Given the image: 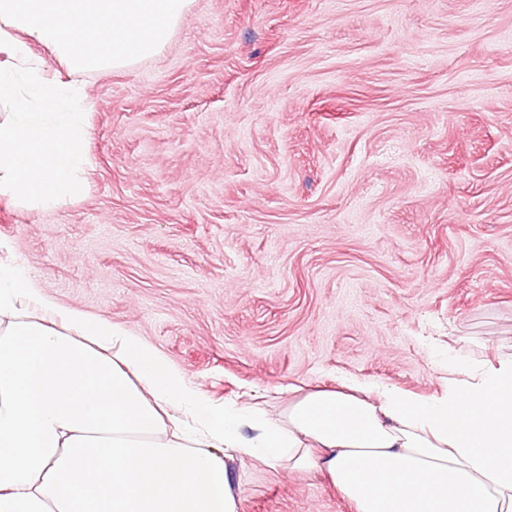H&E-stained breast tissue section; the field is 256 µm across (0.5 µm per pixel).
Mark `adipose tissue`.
<instances>
[{
    "mask_svg": "<svg viewBox=\"0 0 512 512\" xmlns=\"http://www.w3.org/2000/svg\"><path fill=\"white\" fill-rule=\"evenodd\" d=\"M0 261V512H237L228 461L314 469L354 512H512V358L440 392L350 381L214 408L111 324Z\"/></svg>",
    "mask_w": 512,
    "mask_h": 512,
    "instance_id": "obj_1",
    "label": "adipose tissue"
}]
</instances>
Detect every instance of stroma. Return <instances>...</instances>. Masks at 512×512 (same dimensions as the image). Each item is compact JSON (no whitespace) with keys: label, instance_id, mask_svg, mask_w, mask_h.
Returning <instances> with one entry per match:
<instances>
[{"label":"stroma","instance_id":"stroma-1","mask_svg":"<svg viewBox=\"0 0 512 512\" xmlns=\"http://www.w3.org/2000/svg\"><path fill=\"white\" fill-rule=\"evenodd\" d=\"M78 81L85 191L0 197V258L213 406L512 358V0H192ZM230 477L237 512H353L315 473Z\"/></svg>","mask_w":512,"mask_h":512}]
</instances>
